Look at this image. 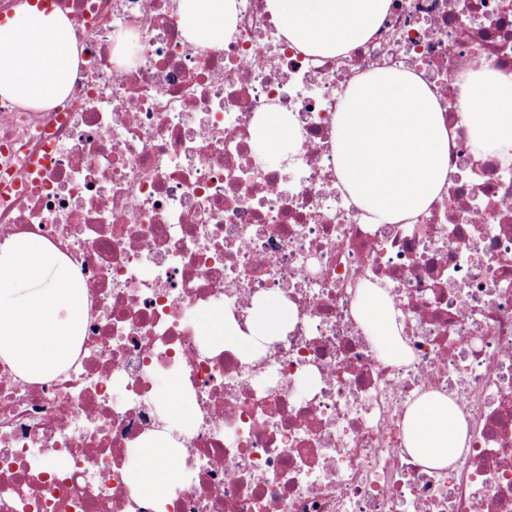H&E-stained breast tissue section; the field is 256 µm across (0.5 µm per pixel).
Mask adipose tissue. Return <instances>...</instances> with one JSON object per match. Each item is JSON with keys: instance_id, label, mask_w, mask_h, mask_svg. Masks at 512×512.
<instances>
[{"instance_id": "ef3b65f1", "label": "adipose tissue", "mask_w": 512, "mask_h": 512, "mask_svg": "<svg viewBox=\"0 0 512 512\" xmlns=\"http://www.w3.org/2000/svg\"><path fill=\"white\" fill-rule=\"evenodd\" d=\"M289 41L299 50L323 57L346 54L367 40L384 17L388 0H266ZM184 36L199 47L223 44L235 21L236 0H180ZM0 98L42 106L64 90L78 54L71 21L62 13L25 8L0 25ZM460 106L473 153L482 159L512 155V73L482 65L459 79ZM253 134L266 159L290 167L302 144L296 118L271 111L258 120ZM290 311L278 297L268 298L251 314L249 334H240L229 322L204 320L206 340L231 343L241 357H249L259 336L278 335ZM360 319L369 332L398 347L399 329L393 305L385 291L365 296ZM466 424L446 396L430 394L410 409L405 424L407 447L426 462L447 465L466 441ZM133 491L144 500H160L183 480L181 452L169 434L148 439L134 465Z\"/></svg>"}]
</instances>
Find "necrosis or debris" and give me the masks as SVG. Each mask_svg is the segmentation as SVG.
Segmentation results:
<instances>
[{
	"label": "necrosis or debris",
	"mask_w": 512,
	"mask_h": 512,
	"mask_svg": "<svg viewBox=\"0 0 512 512\" xmlns=\"http://www.w3.org/2000/svg\"><path fill=\"white\" fill-rule=\"evenodd\" d=\"M179 0H53L78 43L69 91L0 100V244L49 242L90 302L78 355L24 381L0 361V512H156L128 480L141 442L170 431L186 482L167 512H512V161L475 158L459 75L512 72V0H390L334 57L299 51L264 0L234 33L190 45ZM419 75L450 129L452 175L427 210L378 222L342 188V97L380 70ZM295 115L288 171L252 123ZM387 291L402 359L357 320ZM270 295L292 316L250 359L206 343V311L250 331ZM178 375L196 423L169 427ZM458 406L467 439L419 463L404 423L421 397Z\"/></svg>",
	"instance_id": "necrosis-or-debris-1"
}]
</instances>
